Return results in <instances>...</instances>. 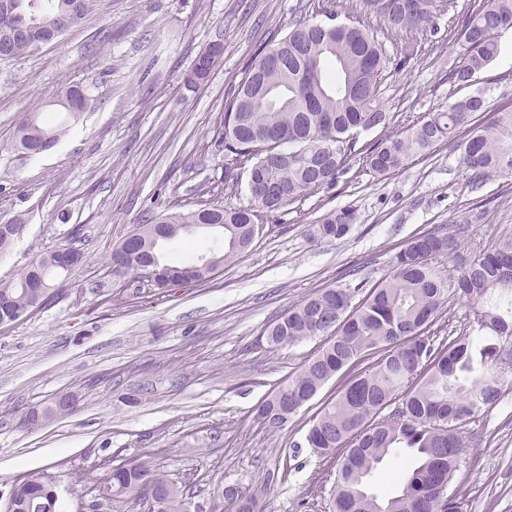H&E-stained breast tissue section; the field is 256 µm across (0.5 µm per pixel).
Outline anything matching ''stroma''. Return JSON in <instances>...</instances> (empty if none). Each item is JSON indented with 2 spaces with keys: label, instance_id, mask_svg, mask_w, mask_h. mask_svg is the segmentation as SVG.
<instances>
[{
  "label": "stroma",
  "instance_id": "35a3bbf8",
  "mask_svg": "<svg viewBox=\"0 0 512 512\" xmlns=\"http://www.w3.org/2000/svg\"><path fill=\"white\" fill-rule=\"evenodd\" d=\"M307 2L102 0L58 40L0 60V224H25L0 252V279L61 244L83 257L41 309L0 329V512L31 478L53 483L57 512H151L147 497L100 493L112 469L131 462L179 486L189 512H229L228 487L256 495L263 512H328L336 463L304 446L319 399L275 431L256 419L320 342L275 349L267 325L323 289L381 281L416 234L460 238L456 254L434 261L450 285L476 250L512 242V178L473 183L460 148L440 144L388 176L349 159L332 187L288 206L206 283L158 288L105 269L135 225L168 207L216 197L249 204L246 170L224 180V104L258 45L285 35ZM473 7L448 0L436 34L386 39L392 56L410 41L418 49L383 76L395 129L480 90L486 109L469 127L512 110L511 45L469 84L448 80L459 54L448 34ZM216 42L223 51L209 77L187 87L196 56ZM72 84L95 108L50 150L25 154L15 138L24 113ZM339 208L357 214L343 238L309 236L308 224ZM62 394L74 398L69 410L26 423L30 409ZM461 435L452 486L467 512H512V383Z\"/></svg>",
  "mask_w": 512,
  "mask_h": 512
}]
</instances>
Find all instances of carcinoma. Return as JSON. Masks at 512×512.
<instances>
[{"mask_svg":"<svg viewBox=\"0 0 512 512\" xmlns=\"http://www.w3.org/2000/svg\"><path fill=\"white\" fill-rule=\"evenodd\" d=\"M17 19L0 22V56L15 58L35 50L22 28L31 22L50 34L58 21L73 25L95 13L100 0H48L33 20L29 0H10ZM359 8L379 18L386 33L432 30L441 12L440 0H417L413 15L405 0H358ZM512 24V0H479L456 31L458 61L448 80L469 83L500 53V27ZM391 57L374 34L355 25L328 29L299 17L288 34L257 49L245 77L224 105L220 143L229 175L247 169L257 175L248 185L252 203L226 207L212 200L182 212H163L137 225L127 243L136 261L154 256L159 238L169 244L197 230L219 224L223 244L213 253L220 268L247 250L260 224L311 191L331 186L354 152L360 131L386 128L390 113L379 97L382 73ZM211 65L199 54L184 81L195 85ZM53 105L76 118L92 107L77 85L62 90ZM485 111L478 93L430 112L413 128L388 135L365 150L363 162L385 176L403 168L417 154L438 144L455 143L474 112ZM65 134L63 123L47 112L33 111L17 128L20 147L55 145ZM282 140L283 145L271 147ZM463 163L476 177H512V111L499 112L460 142ZM350 208L331 210L311 225L313 237L339 239L356 223ZM459 238L434 233L409 238L393 261L392 274L352 296L341 288L314 293L270 323L264 332L272 347L319 338L321 348L304 367L257 408L269 429L312 400L342 369L351 370L336 394L312 420L306 445L325 458H336L331 493L332 512H463L465 501L451 490L464 442L460 429L500 399L505 384L492 343L471 334L512 336V242L479 250L457 277L455 293L466 300L472 321L469 332L434 345L430 330L447 302V285L433 259L452 254ZM68 250L58 246L39 255L11 281L0 282V308L21 319L42 306L53 282L67 273L52 263ZM389 415L382 411L392 404ZM409 449L414 466L403 478L400 493L380 498L367 482L391 453ZM165 480L140 464L111 472L107 499L150 492ZM235 512H260L256 499L236 487L224 491ZM52 502V487L33 479L17 489L14 512H27L30 501Z\"/></svg>","mask_w":512,"mask_h":512,"instance_id":"carcinoma-1","label":"carcinoma"}]
</instances>
